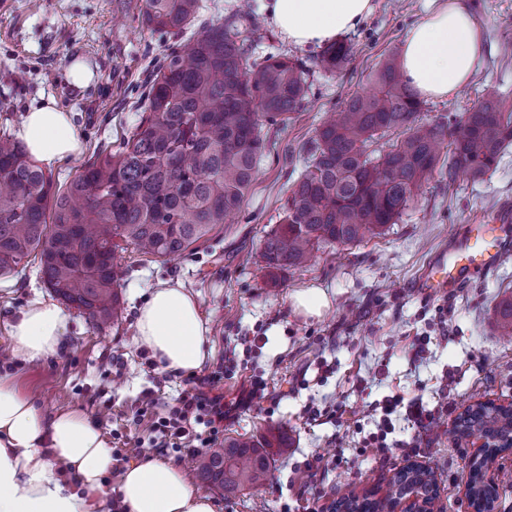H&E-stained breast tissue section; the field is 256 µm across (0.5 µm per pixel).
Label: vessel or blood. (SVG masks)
<instances>
[{
    "label": "vessel or blood",
    "mask_w": 512,
    "mask_h": 512,
    "mask_svg": "<svg viewBox=\"0 0 512 512\" xmlns=\"http://www.w3.org/2000/svg\"><path fill=\"white\" fill-rule=\"evenodd\" d=\"M512 217L500 214L468 225L462 239L451 248L435 252L421 276V284L431 295L447 293L474 275L496 269L508 250L504 227Z\"/></svg>",
    "instance_id": "b4317fda"
}]
</instances>
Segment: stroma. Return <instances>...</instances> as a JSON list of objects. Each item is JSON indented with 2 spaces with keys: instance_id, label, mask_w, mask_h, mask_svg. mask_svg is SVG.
Listing matches in <instances>:
<instances>
[{
  "instance_id": "1",
  "label": "stroma",
  "mask_w": 512,
  "mask_h": 512,
  "mask_svg": "<svg viewBox=\"0 0 512 512\" xmlns=\"http://www.w3.org/2000/svg\"><path fill=\"white\" fill-rule=\"evenodd\" d=\"M426 3L374 0L373 14L343 36L354 47L348 67L332 75L312 68L302 111L264 124L268 149L256 179L239 213L217 225L206 244L171 262L131 248L120 251L123 306L110 327L97 330L72 308L57 356L0 363V373L16 374L43 413L75 409L102 430L117 455L113 477L150 451L156 421L187 388L184 376L162 369L135 340L138 307L155 288L177 281L197 298L210 328L212 355L204 369L222 371L224 403L234 409L225 436L258 437L271 428L288 435V447L275 451L270 477L259 491L227 497L211 489L216 512H304L299 494L313 484L324 489L315 512H332L347 485L362 497L383 496L406 459L376 456L360 440L376 429L374 402L396 392L422 396L428 407L440 409V419L419 434V463L434 471L440 512H470L464 481L474 442L453 429L458 414L475 402L512 401V342H503L495 325L497 307L512 296V253L497 269L442 296L423 295L417 283L434 252L466 225L512 213V148L481 181L463 177L451 185L433 174L398 223L357 244L322 245L306 265L279 272L278 288L269 286L267 269L255 261L280 222L318 128L369 88L378 63L400 54ZM141 5L142 0H0V130L14 133L44 98L70 112L80 151L52 168L58 185L69 183L97 149L119 148L131 137L147 79L176 41L172 34L142 28ZM472 9L484 31V56L463 90L425 100L422 121L437 123L465 112L490 90L512 102V0H472ZM76 61L92 70L88 85L69 79ZM310 288L329 297L321 316H305L291 305L292 294ZM50 298L37 261H28L15 277L0 278V349L9 343L16 315ZM422 333L431 341L418 355L412 343ZM259 334L265 342H256ZM252 377L266 379L268 389L249 398L245 388ZM449 378L454 384L446 395ZM339 406L347 420L360 421L361 431L337 426L330 413ZM318 456L338 458L339 464L306 470Z\"/></svg>"
}]
</instances>
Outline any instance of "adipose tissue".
Segmentation results:
<instances>
[{
    "label": "adipose tissue",
    "instance_id": "1",
    "mask_svg": "<svg viewBox=\"0 0 512 512\" xmlns=\"http://www.w3.org/2000/svg\"><path fill=\"white\" fill-rule=\"evenodd\" d=\"M263 11L289 44L324 46L352 31L373 0H265ZM483 33L467 0H439L403 40L400 70L419 94L441 99L469 83ZM16 136L46 167L79 152L72 118L54 99L26 112ZM69 316L36 301L10 325L12 360L33 363L59 353ZM137 341L165 370L191 374L211 355L209 328L181 284L156 288L139 309ZM115 459L102 431L77 410L44 415L0 374V512H215L177 464L150 456L113 478Z\"/></svg>",
    "mask_w": 512,
    "mask_h": 512
}]
</instances>
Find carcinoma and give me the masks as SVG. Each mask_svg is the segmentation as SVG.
Instances as JSON below:
<instances>
[{
  "label": "carcinoma",
  "instance_id": "1",
  "mask_svg": "<svg viewBox=\"0 0 512 512\" xmlns=\"http://www.w3.org/2000/svg\"><path fill=\"white\" fill-rule=\"evenodd\" d=\"M201 9V0H144L141 22L181 34ZM239 23L228 18L181 39L154 74L131 139L95 153L62 190L18 141L0 134V277L38 258L46 287L101 329L121 310L115 262L121 245L165 261L206 243L216 225L240 210L265 151L261 119L299 111L309 69L286 55L252 58ZM352 56V46L338 42L313 66L334 72ZM371 83L309 145L281 224L260 253L273 288L275 271L305 265L320 245L359 243L396 223L435 169L450 185L462 175L480 180L512 146V107L494 92L459 118L427 124L395 59L382 62ZM398 131L403 138L374 155L370 146ZM497 330L512 342L511 297L500 305ZM458 429L505 437L512 416L495 421L475 412ZM287 445L272 430L261 440L226 438L197 460L196 475L227 495L257 489L269 477L270 449ZM432 482L430 470L406 466L385 498L361 499L347 487L338 505L345 512H393L408 489ZM469 482L475 505L495 497L482 466L472 467Z\"/></svg>",
  "mask_w": 512,
  "mask_h": 512
}]
</instances>
